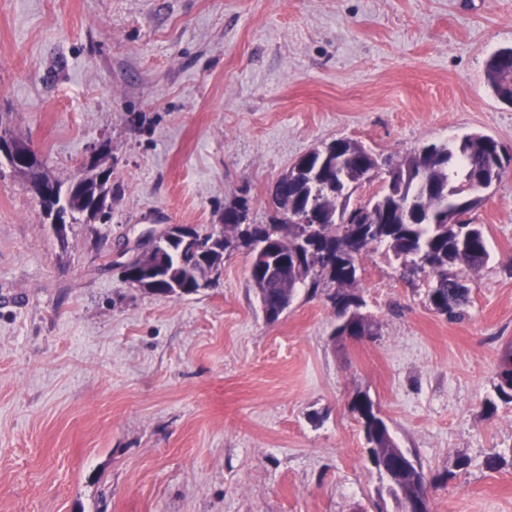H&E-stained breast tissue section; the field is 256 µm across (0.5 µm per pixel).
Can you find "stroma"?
<instances>
[{"mask_svg":"<svg viewBox=\"0 0 512 512\" xmlns=\"http://www.w3.org/2000/svg\"><path fill=\"white\" fill-rule=\"evenodd\" d=\"M511 46L512 0H0V131L65 184L111 140L116 188L109 223L60 237L0 156V512H398L359 391L437 476L432 512H512V166L472 214L490 258L457 321L383 245L358 260L363 342L325 287L267 320L241 252L182 298L108 266L241 197L268 223L279 176L336 139L512 148L485 77Z\"/></svg>","mask_w":512,"mask_h":512,"instance_id":"1","label":"stroma"}]
</instances>
